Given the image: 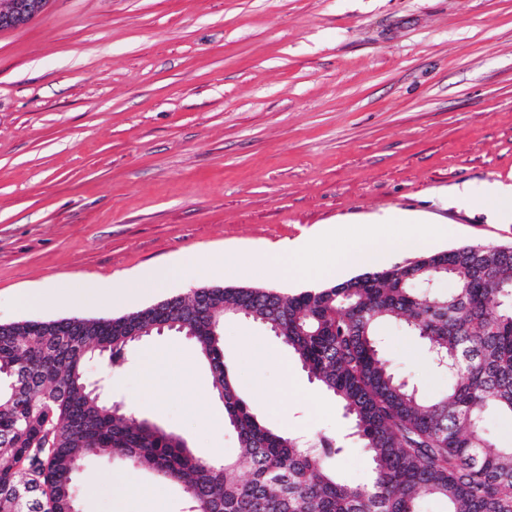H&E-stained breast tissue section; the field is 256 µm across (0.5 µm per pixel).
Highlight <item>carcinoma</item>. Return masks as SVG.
Wrapping results in <instances>:
<instances>
[{"label":"carcinoma","instance_id":"obj_1","mask_svg":"<svg viewBox=\"0 0 512 512\" xmlns=\"http://www.w3.org/2000/svg\"><path fill=\"white\" fill-rule=\"evenodd\" d=\"M446 292L437 290L443 280ZM117 317L0 324V512H71L92 456L120 457L182 486L187 512H512V446L487 432L512 419V247L472 244L426 253L325 288L204 285ZM260 324L342 405L372 464L352 485L338 474L346 438L312 440L266 426L224 360V319ZM396 322L448 375L435 396L399 376L378 328ZM175 331L195 342L239 453L197 456L182 436L138 420L84 373L96 358L122 368L129 348Z\"/></svg>","mask_w":512,"mask_h":512}]
</instances>
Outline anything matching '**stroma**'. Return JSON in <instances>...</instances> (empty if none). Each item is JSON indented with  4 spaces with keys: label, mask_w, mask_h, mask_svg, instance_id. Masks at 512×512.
I'll return each mask as SVG.
<instances>
[{
    "label": "stroma",
    "mask_w": 512,
    "mask_h": 512,
    "mask_svg": "<svg viewBox=\"0 0 512 512\" xmlns=\"http://www.w3.org/2000/svg\"><path fill=\"white\" fill-rule=\"evenodd\" d=\"M512 187V0H49L0 31V323L120 316L201 285L263 286L211 268L309 236L360 237L370 218L438 217L446 251L512 244L484 200ZM188 258L205 276L136 292L147 269ZM30 290L44 307L20 306ZM224 359L270 428L344 435L342 406L260 325L224 322ZM382 353L423 393L448 385L420 341L379 328ZM105 375L137 418L197 455L238 452L195 344L165 333ZM158 390L144 397L142 373ZM80 512H130L181 487L90 459Z\"/></svg>",
    "instance_id": "35a3bbf8"
}]
</instances>
